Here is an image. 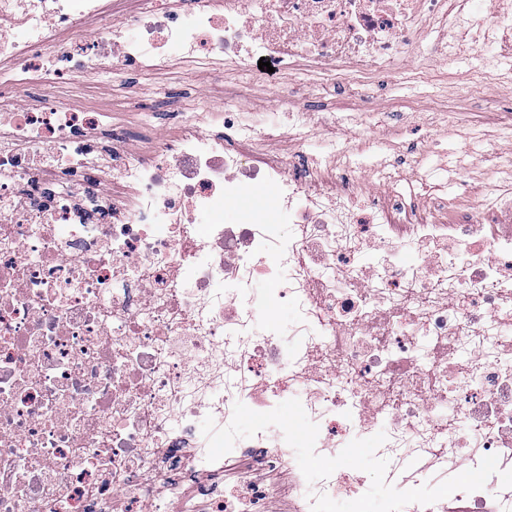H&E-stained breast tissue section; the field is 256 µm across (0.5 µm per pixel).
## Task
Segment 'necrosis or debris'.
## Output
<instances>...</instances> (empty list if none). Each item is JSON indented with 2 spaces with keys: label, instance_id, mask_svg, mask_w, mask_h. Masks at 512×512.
<instances>
[{
  "label": "necrosis or debris",
  "instance_id": "obj_1",
  "mask_svg": "<svg viewBox=\"0 0 512 512\" xmlns=\"http://www.w3.org/2000/svg\"><path fill=\"white\" fill-rule=\"evenodd\" d=\"M122 2L0 0V512H169L185 481L200 512H263L264 475L305 481L285 441L235 444L246 479L229 490L199 424L300 392L327 455L335 437L386 426L406 470L487 455L512 470L511 190L474 209L464 186L452 214L370 191L347 162H286L282 137L307 134L297 84L280 98L287 124L247 122L243 82L212 131L187 113L116 153L92 144L103 112L59 97L119 63L161 73L217 57L243 72L267 57L333 89L343 70L389 73L424 23L433 54L467 13L509 33L512 14L493 0ZM34 82L32 111L20 99ZM78 169L96 182L44 200ZM283 263L296 281L243 308V279L274 280ZM287 303L307 318L294 348L245 332ZM457 497L464 512H512L497 479Z\"/></svg>",
  "mask_w": 512,
  "mask_h": 512
}]
</instances>
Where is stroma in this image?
<instances>
[{"label": "stroma", "mask_w": 512, "mask_h": 512, "mask_svg": "<svg viewBox=\"0 0 512 512\" xmlns=\"http://www.w3.org/2000/svg\"><path fill=\"white\" fill-rule=\"evenodd\" d=\"M457 37L448 39V55L435 58L411 53L393 68L377 106L361 103L364 79L354 72L341 74L344 94L330 96L307 85L311 101L323 102L333 114L321 122L312 114L307 145L283 139L279 151L288 161L306 152L320 165L351 161L372 186L386 183L391 190L409 194L427 188L431 198L455 202L457 178L498 189L512 185V44L494 40L480 57H461ZM287 75H255L254 90L243 104L250 119L285 122L276 108V94ZM79 93L67 104L83 110L111 107L114 125L138 123L143 104H153L148 118L151 134L164 137L173 119L164 102L174 99L182 112H203L211 100L210 71L176 62L161 74L117 66L93 81H81ZM441 113L436 125L424 116Z\"/></svg>", "instance_id": "35a3bbf8"}]
</instances>
